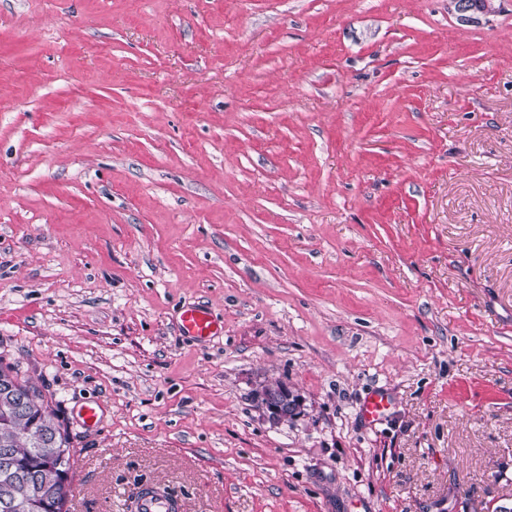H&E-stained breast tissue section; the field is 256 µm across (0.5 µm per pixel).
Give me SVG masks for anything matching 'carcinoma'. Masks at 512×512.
Returning <instances> with one entry per match:
<instances>
[{
	"label": "carcinoma",
	"mask_w": 512,
	"mask_h": 512,
	"mask_svg": "<svg viewBox=\"0 0 512 512\" xmlns=\"http://www.w3.org/2000/svg\"><path fill=\"white\" fill-rule=\"evenodd\" d=\"M7 380L23 392L32 393L25 407L15 409L9 416L0 411V450L8 448L14 457L10 468L0 466V493L4 485L12 487V505L0 497V512H65L66 493L57 489L54 498L40 500L31 507L26 504L28 485L46 475L61 479L59 459L44 452L46 448L70 449V441L53 411L45 402L42 391L32 382L19 377L7 366L0 367V381Z\"/></svg>",
	"instance_id": "obj_1"
}]
</instances>
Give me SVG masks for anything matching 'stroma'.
I'll list each match as a JSON object with an SVG mask.
<instances>
[{
	"mask_svg": "<svg viewBox=\"0 0 512 512\" xmlns=\"http://www.w3.org/2000/svg\"><path fill=\"white\" fill-rule=\"evenodd\" d=\"M495 6L0 0V363L70 435V512H512ZM179 321L182 335L200 342L209 341L222 331L212 314L202 306L182 308ZM293 394L288 396V387L278 386L275 389H260L259 399L261 407L266 410L269 417L274 421L286 420L293 413L295 414L301 406V400L292 401ZM391 406L392 399L388 393L373 391L363 401L362 415L369 423L376 424L384 419ZM142 496L135 501L133 510L136 512H176L181 505L177 498L170 495L164 488L155 485L142 487Z\"/></svg>",
	"mask_w": 512,
	"mask_h": 512,
	"instance_id": "35a3bbf8",
	"label": "stroma"
}]
</instances>
